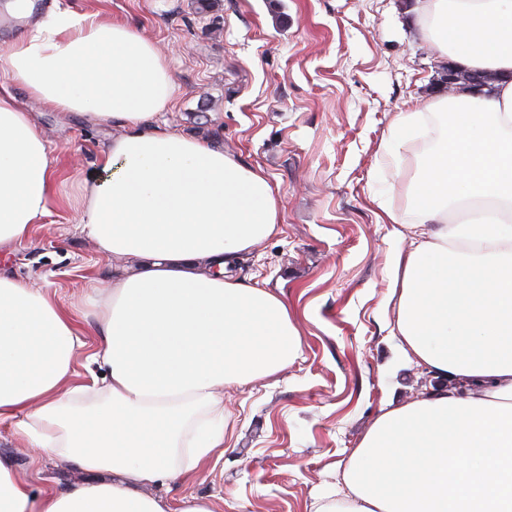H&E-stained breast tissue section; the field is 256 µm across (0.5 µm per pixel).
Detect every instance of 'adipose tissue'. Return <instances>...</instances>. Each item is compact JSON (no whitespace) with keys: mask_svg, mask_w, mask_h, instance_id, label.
Listing matches in <instances>:
<instances>
[{"mask_svg":"<svg viewBox=\"0 0 512 512\" xmlns=\"http://www.w3.org/2000/svg\"><path fill=\"white\" fill-rule=\"evenodd\" d=\"M425 37L493 81L404 113L429 148L408 172L415 214L396 239L390 301L403 357L435 384L390 405L353 451L346 496L317 512H512V0H417ZM0 79L54 112L121 126L74 198L113 275L90 282V382L73 311L0 272V426L71 482L34 489L0 454V512H213L155 488L224 454V388L273 380L301 348L283 298L237 277L279 231L260 166L157 124L175 84L153 43L97 13L0 0ZM433 114L438 131L425 116ZM56 158L0 94V250L31 242Z\"/></svg>","mask_w":512,"mask_h":512,"instance_id":"ef3b65f1","label":"adipose tissue"}]
</instances>
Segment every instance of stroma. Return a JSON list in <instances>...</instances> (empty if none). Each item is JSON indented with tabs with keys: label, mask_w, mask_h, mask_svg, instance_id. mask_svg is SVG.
<instances>
[{
	"label": "stroma",
	"mask_w": 512,
	"mask_h": 512,
	"mask_svg": "<svg viewBox=\"0 0 512 512\" xmlns=\"http://www.w3.org/2000/svg\"><path fill=\"white\" fill-rule=\"evenodd\" d=\"M409 0H57L139 28L176 85L160 124L209 138L260 166L282 224L241 267L280 293L300 334L299 358L277 380L224 391V455L167 496L202 497L214 512H315L343 490L352 451L389 402L405 403L428 375L394 363L385 315L397 244L389 215L408 221L404 176L421 136L397 145L400 113L442 96L435 47ZM57 156L59 204L32 245L0 254V268L81 309L90 278L109 279L70 205L98 149L120 127L50 112L25 94ZM33 487L54 476L40 453L0 427Z\"/></svg>",
	"instance_id": "stroma-1"
}]
</instances>
